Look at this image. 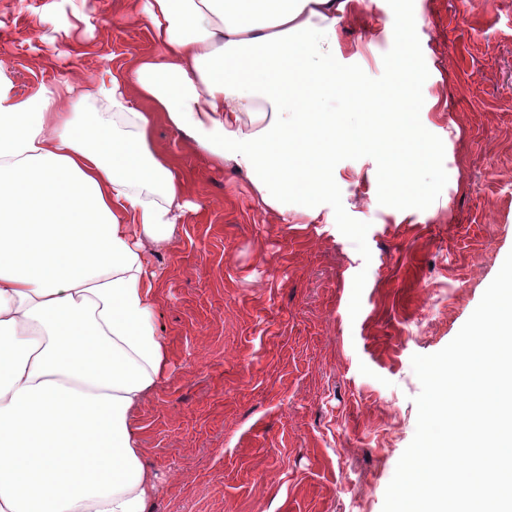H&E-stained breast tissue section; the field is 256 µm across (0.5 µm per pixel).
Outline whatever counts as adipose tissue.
Listing matches in <instances>:
<instances>
[{
	"label": "adipose tissue",
	"instance_id": "adipose-tissue-1",
	"mask_svg": "<svg viewBox=\"0 0 512 512\" xmlns=\"http://www.w3.org/2000/svg\"><path fill=\"white\" fill-rule=\"evenodd\" d=\"M125 2L158 51L110 73L84 120L55 88L12 96L0 61V512H147L154 495L134 418L168 364L148 249L187 208L156 119L281 223H319L311 193H336V115L302 106L357 95L337 26L369 0ZM302 126L320 146L304 175L288 161Z\"/></svg>",
	"mask_w": 512,
	"mask_h": 512
}]
</instances>
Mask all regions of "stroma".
Returning <instances> with one entry per match:
<instances>
[{
  "label": "stroma",
  "mask_w": 512,
  "mask_h": 512,
  "mask_svg": "<svg viewBox=\"0 0 512 512\" xmlns=\"http://www.w3.org/2000/svg\"><path fill=\"white\" fill-rule=\"evenodd\" d=\"M124 0H0V59L15 95L65 91L71 70L100 82L154 53L146 19L116 29ZM429 77L423 126L445 146L449 180L425 210L397 211L336 167L331 224H283L231 167L213 169L157 125L187 199L160 269L153 321L169 367L136 417L157 474L148 512H382L411 442L420 383L411 358L444 348L512 252V0H414ZM375 0L339 25L373 78L393 43ZM429 281L432 295L420 293Z\"/></svg>",
  "instance_id": "stroma-1"
}]
</instances>
